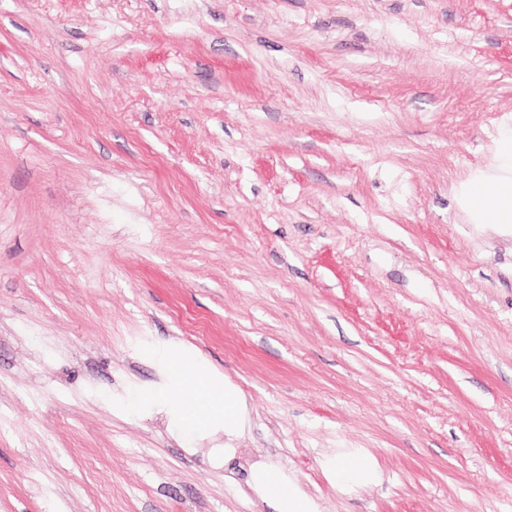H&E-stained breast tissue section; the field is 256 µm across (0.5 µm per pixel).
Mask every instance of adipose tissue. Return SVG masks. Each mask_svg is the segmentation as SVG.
<instances>
[{"label":"adipose tissue","instance_id":"adipose-tissue-1","mask_svg":"<svg viewBox=\"0 0 512 512\" xmlns=\"http://www.w3.org/2000/svg\"><path fill=\"white\" fill-rule=\"evenodd\" d=\"M498 175L486 180H471L466 188L465 203L481 224H512V137L497 145ZM184 391L180 406L175 407L180 432L203 431L220 424L226 433H234L244 419L240 393L230 384L200 371L195 361L179 352H170L165 362L164 382L153 389L140 391L130 408L148 402L164 406L173 391ZM253 489L260 497L270 499L276 512H317L314 501L295 486L276 467L268 466L253 477Z\"/></svg>","mask_w":512,"mask_h":512}]
</instances>
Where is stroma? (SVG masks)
<instances>
[{"instance_id":"obj_1","label":"stroma","mask_w":512,"mask_h":512,"mask_svg":"<svg viewBox=\"0 0 512 512\" xmlns=\"http://www.w3.org/2000/svg\"><path fill=\"white\" fill-rule=\"evenodd\" d=\"M506 136L512 0H0V512H512ZM497 169L491 178L493 190H488L484 178L473 179L466 188L465 203L480 224H512V137L497 145ZM164 378L163 385L134 396L129 408H137L140 402L161 407L169 402L170 392L186 389L181 405L171 409L181 433L204 431L224 423V431L232 434L242 425L244 404L240 393L225 381L221 383L215 376L200 371L190 355L170 352ZM329 473L336 486L342 489L364 488L377 484L380 479L377 467L368 456L354 464L332 463ZM253 489L263 499L273 501L276 512H319L314 501L276 467L267 466L255 473Z\"/></svg>"}]
</instances>
